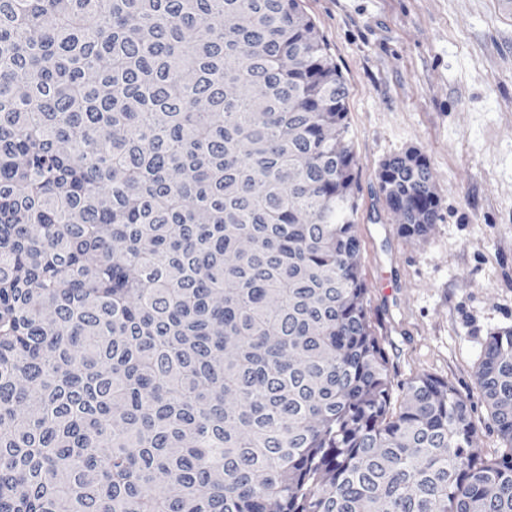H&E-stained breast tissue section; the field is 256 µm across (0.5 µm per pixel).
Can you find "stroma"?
<instances>
[{
	"mask_svg": "<svg viewBox=\"0 0 512 512\" xmlns=\"http://www.w3.org/2000/svg\"><path fill=\"white\" fill-rule=\"evenodd\" d=\"M348 88L357 233L371 321L390 369L448 380L474 407L476 445L502 442L475 371L512 327V0H299ZM425 157L438 218L407 239L381 164Z\"/></svg>",
	"mask_w": 512,
	"mask_h": 512,
	"instance_id": "1",
	"label": "stroma"
}]
</instances>
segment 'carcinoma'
<instances>
[{"label": "carcinoma", "mask_w": 512, "mask_h": 512, "mask_svg": "<svg viewBox=\"0 0 512 512\" xmlns=\"http://www.w3.org/2000/svg\"><path fill=\"white\" fill-rule=\"evenodd\" d=\"M348 95L298 0H0V512H512V328L490 458L372 326Z\"/></svg>", "instance_id": "obj_1"}]
</instances>
